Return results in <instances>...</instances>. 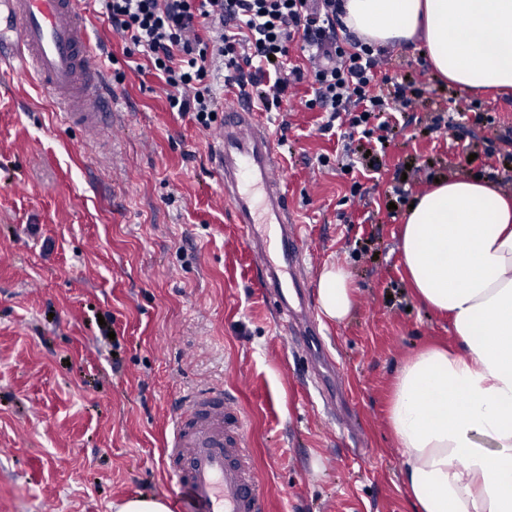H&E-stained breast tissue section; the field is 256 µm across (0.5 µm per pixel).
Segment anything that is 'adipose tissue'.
I'll return each mask as SVG.
<instances>
[{
	"mask_svg": "<svg viewBox=\"0 0 512 512\" xmlns=\"http://www.w3.org/2000/svg\"><path fill=\"white\" fill-rule=\"evenodd\" d=\"M378 46L422 38L433 68L462 91L512 90V0H341ZM402 263L417 299L447 315L456 342L398 367L387 411L416 512H512V193L451 175L413 200ZM319 309L340 322L354 289L323 268Z\"/></svg>",
	"mask_w": 512,
	"mask_h": 512,
	"instance_id": "adipose-tissue-1",
	"label": "adipose tissue"
}]
</instances>
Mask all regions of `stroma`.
<instances>
[{
    "mask_svg": "<svg viewBox=\"0 0 512 512\" xmlns=\"http://www.w3.org/2000/svg\"><path fill=\"white\" fill-rule=\"evenodd\" d=\"M109 61L122 131L59 127L32 81L0 73V512H113L162 495L173 407L200 385L247 419L264 512H413L388 425L398 364L453 343L412 294L399 253L411 200L461 173L512 187V94L479 92L495 125L434 128L454 86L423 46H391L387 73L423 90L399 114L371 177L335 161L343 145L316 111L263 112L305 235L317 310L324 265H346L355 304L318 318L320 346L275 317L224 199L211 130L172 112L163 79L86 0ZM330 158L329 166L318 163Z\"/></svg>",
    "mask_w": 512,
    "mask_h": 512,
    "instance_id": "obj_1",
    "label": "stroma"
}]
</instances>
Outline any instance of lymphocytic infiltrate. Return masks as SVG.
Wrapping results in <instances>:
<instances>
[{"instance_id": "lymphocytic-infiltrate-1", "label": "lymphocytic infiltrate", "mask_w": 512, "mask_h": 512, "mask_svg": "<svg viewBox=\"0 0 512 512\" xmlns=\"http://www.w3.org/2000/svg\"><path fill=\"white\" fill-rule=\"evenodd\" d=\"M101 12L134 50L147 55L169 89L170 109L210 128L219 100L210 77L250 85L247 97L280 111L291 86L311 76L304 106L323 113L322 129L343 142L362 138L371 151L393 138L397 115L420 90L385 76L387 49L339 31V0H99ZM307 53L309 70L290 62Z\"/></svg>"}]
</instances>
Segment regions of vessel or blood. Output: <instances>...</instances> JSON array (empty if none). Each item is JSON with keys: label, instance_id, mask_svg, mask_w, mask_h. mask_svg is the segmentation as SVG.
<instances>
[{"label": "vessel or blood", "instance_id": "obj_1", "mask_svg": "<svg viewBox=\"0 0 512 512\" xmlns=\"http://www.w3.org/2000/svg\"><path fill=\"white\" fill-rule=\"evenodd\" d=\"M12 38L0 43V65L30 76L55 103L61 125L86 134L110 131L115 112L107 71L92 43L81 0H0ZM224 197L251 247L262 286L281 311H290L289 288L303 282L295 271L303 239L274 143L250 103L224 107L217 131ZM276 242H269L270 226ZM166 469L186 512H261L263 485L248 446L238 402L215 387L188 392L172 416Z\"/></svg>", "mask_w": 512, "mask_h": 512}]
</instances>
